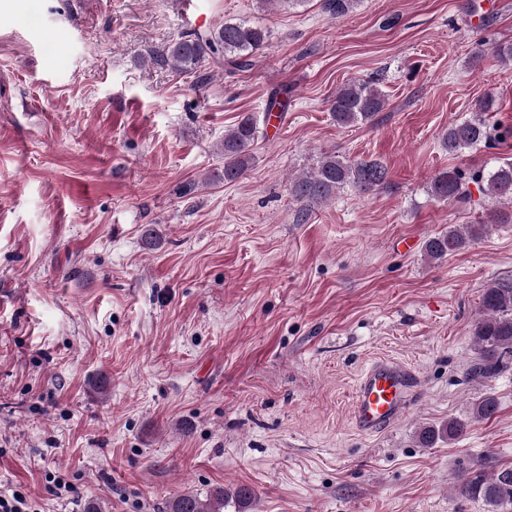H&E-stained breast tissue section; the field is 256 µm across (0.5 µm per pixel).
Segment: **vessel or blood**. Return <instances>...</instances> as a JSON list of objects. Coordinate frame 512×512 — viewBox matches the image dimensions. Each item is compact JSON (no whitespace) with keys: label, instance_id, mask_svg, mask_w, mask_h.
Listing matches in <instances>:
<instances>
[{"label":"vessel or blood","instance_id":"1","mask_svg":"<svg viewBox=\"0 0 512 512\" xmlns=\"http://www.w3.org/2000/svg\"><path fill=\"white\" fill-rule=\"evenodd\" d=\"M416 385L415 373L392 361L370 364L360 374L352 407V422L366 434L381 431L405 411Z\"/></svg>","mask_w":512,"mask_h":512}]
</instances>
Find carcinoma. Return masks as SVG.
<instances>
[{"instance_id":"carcinoma-1","label":"carcinoma","mask_w":512,"mask_h":512,"mask_svg":"<svg viewBox=\"0 0 512 512\" xmlns=\"http://www.w3.org/2000/svg\"><path fill=\"white\" fill-rule=\"evenodd\" d=\"M357 0H323L322 9L336 18L349 13ZM268 28L257 22L240 20L226 22L207 31H191L156 50L150 63L167 67L180 74H194L198 82L208 80L206 63L235 68H248L252 59L267 46ZM386 106L385 95L373 82L349 81L336 90L330 112L341 127L369 123ZM479 115L452 123L440 136L441 147L450 155H458L490 138V124L485 112L495 111V99L487 97L477 104ZM260 136L258 119L251 113L240 116L224 133L221 152L224 154V182L232 183L245 175L254 160V150ZM466 174L458 168H443L435 172L429 194L441 202H460L467 197L463 190ZM472 182L481 192L503 208L487 216L480 224H461L429 238L426 255L441 260L465 249L482 238L494 224H512V160H505L485 172H475ZM388 184V169L380 161H347L330 153L317 160L315 167L294 177L290 191L300 203H325L335 198L337 191L350 187L360 194H370ZM477 358L467 368V374L483 380L492 379L512 367V279L496 280L483 289L480 318L474 329ZM495 398L485 396L474 403L472 416L489 419L496 414ZM467 422L452 418L441 429L424 428L419 434L422 444L429 445L440 434L453 439L465 431ZM461 494L481 500L494 512H512V467H500L489 475L485 469L470 471L460 482ZM224 489L218 488L202 498L185 493L169 505V512H224Z\"/></svg>"}]
</instances>
